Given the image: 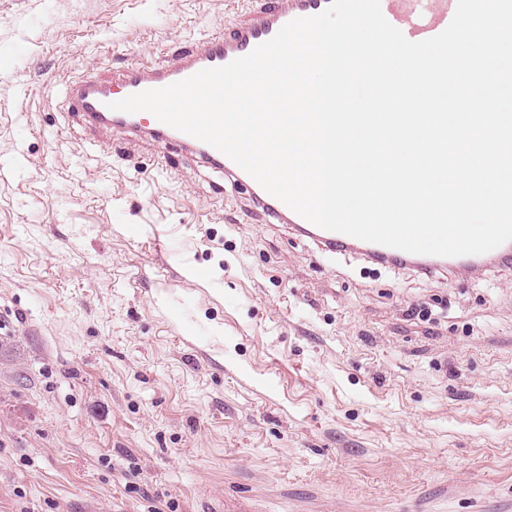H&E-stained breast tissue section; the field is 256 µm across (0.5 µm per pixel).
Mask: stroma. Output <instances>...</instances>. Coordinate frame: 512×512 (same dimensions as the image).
Returning a JSON list of instances; mask_svg holds the SVG:
<instances>
[{"instance_id":"1","label":"stroma","mask_w":512,"mask_h":512,"mask_svg":"<svg viewBox=\"0 0 512 512\" xmlns=\"http://www.w3.org/2000/svg\"><path fill=\"white\" fill-rule=\"evenodd\" d=\"M248 7L0 0V512H512V266L323 251L64 114Z\"/></svg>"}]
</instances>
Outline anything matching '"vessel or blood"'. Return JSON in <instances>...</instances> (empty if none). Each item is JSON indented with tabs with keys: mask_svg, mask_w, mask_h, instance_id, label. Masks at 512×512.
Listing matches in <instances>:
<instances>
[{
	"mask_svg": "<svg viewBox=\"0 0 512 512\" xmlns=\"http://www.w3.org/2000/svg\"><path fill=\"white\" fill-rule=\"evenodd\" d=\"M330 3L331 0H254L245 19L224 32L206 37L201 45L182 54L174 64L131 66L109 78L90 73L72 81L63 95L66 114L82 133L126 129L144 134L163 147L195 155L202 167L223 173L233 187L245 189L269 223L291 225L300 235L315 239L324 250L356 252L376 263L417 261V254L366 242L310 223L269 194L223 153L160 122L151 113H127L110 108L111 103L131 94L163 88L203 69L222 67L244 57L273 38L291 20L318 15ZM380 4L386 20L408 40L418 42L439 34L449 25L457 0H380Z\"/></svg>",
	"mask_w": 512,
	"mask_h": 512,
	"instance_id": "obj_1",
	"label": "vessel or blood"
}]
</instances>
